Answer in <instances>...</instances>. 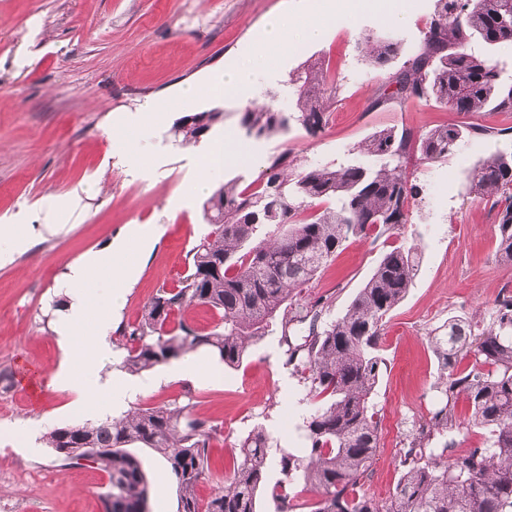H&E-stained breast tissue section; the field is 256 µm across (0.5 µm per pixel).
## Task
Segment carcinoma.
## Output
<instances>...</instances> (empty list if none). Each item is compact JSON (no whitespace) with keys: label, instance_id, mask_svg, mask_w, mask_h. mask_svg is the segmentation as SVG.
Wrapping results in <instances>:
<instances>
[{"label":"carcinoma","instance_id":"cac0c4a2","mask_svg":"<svg viewBox=\"0 0 512 512\" xmlns=\"http://www.w3.org/2000/svg\"><path fill=\"white\" fill-rule=\"evenodd\" d=\"M489 45L512 46V0H436L416 55L389 74L371 106L434 102L450 112L471 115L488 108L512 112V82L500 63L469 47L473 36ZM369 63L382 69L400 45L370 34L362 37ZM295 120L311 136L328 123L339 86L312 63L290 79ZM218 111L182 116L171 132L183 146L194 145L223 120ZM241 126L257 138L288 126L271 105L248 107ZM505 137L504 147L475 164L465 176L475 199L497 210V254L512 263V126L479 123L438 125L422 135L408 128L373 133L364 150L378 163L338 169L303 166L290 153L269 161L258 189L220 185L203 203L206 232L190 249L188 274L175 288H160L139 321L124 328L122 367L138 373L207 347L227 366L238 365L248 347L280 325L287 364L305 374L313 405L304 418L307 447L280 451L284 480L266 483L269 437L257 428L235 445L224 487L200 507L198 484L205 479L208 448L220 427L195 417L177 403L133 408L94 424L53 429L47 436L63 466L85 465L108 474L103 498L107 512H148V484L140 459L129 446L141 444L167 462L179 491L178 512H258L263 496L277 512H295L298 482L316 493L309 512H512V295L494 303L489 320L475 325L448 319V332L430 337L441 363L436 388L439 406L412 436L399 463L402 475L390 498L378 501L354 491L380 447L373 394L384 358L380 343L386 318L413 286L421 254L417 246H396L383 255L345 314L318 326L329 303L304 304L298 297L343 242L373 231L398 233L410 221L409 199L418 194L406 160L425 163L448 158L468 136ZM322 205L306 217L309 209ZM193 305L214 309L221 323L203 333L172 317ZM309 322L308 335L291 341L294 326ZM464 359L472 360L460 368ZM468 403L467 425L483 427L485 443L458 449L455 406ZM96 454L84 462V449Z\"/></svg>","mask_w":512,"mask_h":512}]
</instances>
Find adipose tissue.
Wrapping results in <instances>:
<instances>
[{"label":"adipose tissue","mask_w":512,"mask_h":512,"mask_svg":"<svg viewBox=\"0 0 512 512\" xmlns=\"http://www.w3.org/2000/svg\"><path fill=\"white\" fill-rule=\"evenodd\" d=\"M237 158L229 141H216L190 184L195 195L212 192L225 166ZM161 236L157 224H136L122 238L109 242L104 251L87 254L68 265L62 283L67 298L57 328L58 342L67 361L53 378L57 387L76 396L79 412L96 411L101 400L121 408L137 394L164 381L204 382L220 376L219 368L187 356L136 382L120 376L103 378L102 369L112 356V315L123 303L137 273L143 251Z\"/></svg>","instance_id":"ef3b65f1"}]
</instances>
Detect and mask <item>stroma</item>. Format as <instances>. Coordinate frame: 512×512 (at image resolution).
<instances>
[{
	"instance_id": "35a3bbf8",
	"label": "stroma",
	"mask_w": 512,
	"mask_h": 512,
	"mask_svg": "<svg viewBox=\"0 0 512 512\" xmlns=\"http://www.w3.org/2000/svg\"><path fill=\"white\" fill-rule=\"evenodd\" d=\"M297 0H0V222L32 225L33 247L0 267V371L18 366L34 371L40 395L29 400L15 386H0V448L12 451L0 462V498L9 497L25 512H105L104 472L60 467L45 436L54 428L98 422L77 414L69 391L53 385L62 359L55 333L65 299L59 288L66 266L97 252L132 224H159L163 234L143 262L116 328L140 316L161 286H176L188 269L187 254L205 230L199 197L188 187L209 145L229 138L238 148L236 163L224 178L239 188H256L269 159L287 152L303 163L337 168L373 164L358 146L380 128L407 127L422 134L441 124L464 122V115L432 103L371 108L383 74L366 61L359 40L384 32L400 45L388 67L412 58L434 13L436 0H407L405 21L389 9L363 0L356 11L326 20L327 33L313 42L304 35L306 16ZM289 10L294 28L288 55L272 53L270 68L256 73V100L272 99L288 115L285 131L247 136L240 125L244 106L232 97L202 96L187 102L182 88L204 85L224 70L252 57L251 35L272 14ZM321 62L342 85L329 123L309 136L291 116L295 110L292 74ZM168 106L162 127L141 140V168L131 165L112 126L132 122L149 102ZM219 110L222 123L193 146L175 142L174 123L190 112ZM493 137L463 140L448 159L425 164L410 158L406 172L420 189L411 222L400 234L350 240L301 294L331 298L323 321L342 316L393 246L419 244L420 267L406 297L389 316L381 340L384 364L374 394L380 421V446L357 492L387 500L401 476L399 455L415 426L425 421L441 398L436 389L440 365L428 337L447 331L448 319L482 322L494 300L512 293V265L498 259L495 212L465 189V174L495 153ZM81 194V208L63 230H43L44 216L34 204L43 198ZM280 329L248 350L242 363L208 383L167 381L139 394L140 407L191 404L194 416L221 427L210 441L209 472L200 482V502L224 485L234 446L256 427L273 439L268 484L281 480L280 449L304 447L308 385L286 363ZM148 481L149 512H177L176 485L166 462L147 448L137 451Z\"/></svg>"
}]
</instances>
